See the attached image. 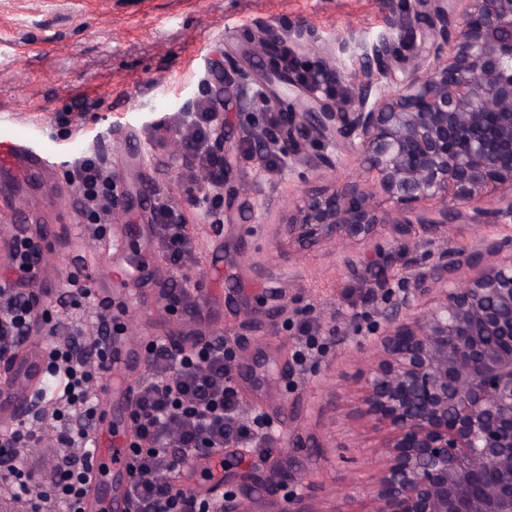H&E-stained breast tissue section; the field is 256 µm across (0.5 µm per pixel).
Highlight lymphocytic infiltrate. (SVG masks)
<instances>
[{"mask_svg":"<svg viewBox=\"0 0 512 512\" xmlns=\"http://www.w3.org/2000/svg\"><path fill=\"white\" fill-rule=\"evenodd\" d=\"M85 198L106 213L112 203V180L99 159H79L73 170ZM159 234L169 261L183 266L193 258V245L183 218L167 200H159ZM98 334L81 350L52 347L45 371L53 379L58 394L54 420L80 414L94 418L98 394L112 376V321L108 311L97 314ZM150 377L142 382L131 409L133 438L124 452L134 477L128 492L129 512H206L204 502L195 496L172 490L157 482L156 474L173 470L175 454L168 446L171 433H179L183 449L198 445L221 448L236 443L241 448L265 445L259 433L240 413L226 361L223 338L202 345L173 349L161 341L146 346ZM63 446L79 443L80 454H67L59 462L46 502L60 512H81L94 478L90 461L94 438L89 430L64 427Z\"/></svg>","mask_w":512,"mask_h":512,"instance_id":"obj_1","label":"lymphocytic infiltrate"}]
</instances>
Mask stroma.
<instances>
[{"mask_svg":"<svg viewBox=\"0 0 512 512\" xmlns=\"http://www.w3.org/2000/svg\"><path fill=\"white\" fill-rule=\"evenodd\" d=\"M270 22L282 34L292 72L316 69L330 57L350 73L363 47L395 34L407 51L416 38L395 0H0V138L29 146L0 163V225H24L53 261L49 273L24 279L0 266V280L24 292H52L50 314L74 320L77 347L87 345L83 328L104 304L117 323L136 325L138 332L119 342L124 362L113 369L90 423L107 445L91 498H122L128 414L150 375L145 347L178 332L188 346L198 337L228 340L239 406L263 416L274 435L271 454L228 447L222 468H182L180 484L203 498L246 501L254 512H342L345 493L373 482L377 435L357 416L364 359L375 349L367 327L382 289L400 277L405 255L395 249L349 262L314 243L279 240L274 226L281 207L304 185L295 177L282 180L278 169L248 153L237 156L238 179L246 185L261 175L271 187L264 223L249 219L259 197L240 192L214 199L211 208L221 211L223 222L211 226V208L198 205L170 148L185 101L204 102L200 85L218 86L233 68L244 79L227 132L241 141L252 124L264 122V113L244 106L262 88L263 65L241 50ZM82 156L99 157L115 177L140 168L156 183V196L139 202L137 239L109 220L92 229L71 176ZM160 195L181 210L194 237L195 259L187 266L175 267L161 249L154 224ZM506 235L512 236V224L458 225L452 242L457 278L476 275L466 258L478 238ZM135 244L144 248L140 268L116 278ZM71 279L90 290L77 310L65 290ZM181 287L185 304L169 313L162 296ZM305 316L319 319L325 331L322 354L307 360L297 355V324ZM283 466L301 473L302 481L262 483L261 474Z\"/></svg>","mask_w":512,"mask_h":512,"instance_id":"stroma-1","label":"stroma"}]
</instances>
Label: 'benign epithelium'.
I'll return each mask as SVG.
<instances>
[{
    "instance_id": "7a95c632",
    "label": "benign epithelium",
    "mask_w": 512,
    "mask_h": 512,
    "mask_svg": "<svg viewBox=\"0 0 512 512\" xmlns=\"http://www.w3.org/2000/svg\"><path fill=\"white\" fill-rule=\"evenodd\" d=\"M419 32L405 55L389 36L363 50V66L344 76L332 60L308 76L285 77L270 67L264 81L287 85L260 92L250 109L280 113L275 127L255 128L253 142L282 159L285 173L307 180L352 158L371 179L345 177L310 185L282 210L280 230L290 242L312 241L344 254L397 246L425 248L424 276L440 300L422 304L407 286L389 288L374 322L360 415L385 429L378 474L365 512H512V238L482 239L469 258L479 268L455 276L452 233L459 224H512V0H403ZM281 44L267 24L250 40L253 53L272 56ZM312 83L300 100L289 87ZM224 86L209 90V151L224 156V172L203 174L194 192L231 187V157L240 143L224 133L230 110ZM193 125L176 130L174 153L194 149ZM153 190L133 174L117 185L114 224L137 223L135 200ZM16 226L0 225V263L9 259ZM28 309L26 346L0 358L12 377L16 405L6 422L25 426L49 416L52 403L35 402L42 382L41 345L72 336L68 319L43 315L45 296L0 290V311ZM14 460L0 459V502L11 499Z\"/></svg>"
}]
</instances>
